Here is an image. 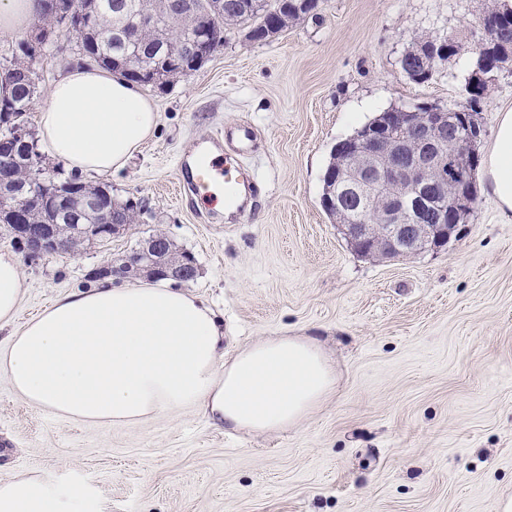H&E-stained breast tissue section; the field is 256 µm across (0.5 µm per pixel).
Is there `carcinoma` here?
<instances>
[{"label":"carcinoma","mask_w":512,"mask_h":512,"mask_svg":"<svg viewBox=\"0 0 512 512\" xmlns=\"http://www.w3.org/2000/svg\"><path fill=\"white\" fill-rule=\"evenodd\" d=\"M42 11L33 21V27L48 34L37 56H30L18 41L12 49L6 69L15 89L8 99L0 100V113L9 112L13 120L0 119V140L13 136L17 124H31L39 81L35 80L38 64L47 58L55 46L53 35H73L82 53L101 68L130 79L143 86L167 85L179 75L202 67L171 68L166 62L167 52L197 40V29L192 15H174L165 0H78L90 16V24L82 32L71 29L68 14L57 8V0H40ZM198 12L211 15L213 46H224L230 35L265 44L288 27V23L314 16L307 0H194ZM142 13H151L154 24L133 36L125 35L126 20ZM485 15L496 23L498 38L512 43V6L504 0H494ZM129 56L139 59L143 69L153 71L150 81L139 79L126 68ZM6 179L0 181V196H18L31 199L27 223L48 224L63 237H74L75 225L86 229L102 223L101 206L116 219L139 223L138 206L127 202L117 206L106 188L85 184L70 186L80 176L68 173L62 165L52 172L37 165L30 150L16 147L6 160Z\"/></svg>","instance_id":"1"}]
</instances>
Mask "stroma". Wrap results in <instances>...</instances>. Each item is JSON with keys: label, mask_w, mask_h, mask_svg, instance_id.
Returning a JSON list of instances; mask_svg holds the SVG:
<instances>
[{"label": "stroma", "mask_w": 512, "mask_h": 512, "mask_svg": "<svg viewBox=\"0 0 512 512\" xmlns=\"http://www.w3.org/2000/svg\"><path fill=\"white\" fill-rule=\"evenodd\" d=\"M317 17L266 44L236 37L200 69L144 95L154 137L118 174L115 199L143 223L73 255L21 257L14 329L88 273L160 230L197 263L180 283L224 323V354L277 336L318 339L337 385L297 426L253 434L197 408L145 421L91 423L28 404L0 375V484L36 476L83 512H493L512 500V218L485 180L447 246L391 259L353 251L321 206L336 144L392 107L466 102L490 0H321ZM461 45L425 83L398 65L421 37ZM512 107V65L475 106L493 144ZM247 123L257 148L256 206L213 222L180 193L181 163L205 131Z\"/></svg>", "instance_id": "stroma-1"}]
</instances>
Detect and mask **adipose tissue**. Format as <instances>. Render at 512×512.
<instances>
[{"mask_svg": "<svg viewBox=\"0 0 512 512\" xmlns=\"http://www.w3.org/2000/svg\"><path fill=\"white\" fill-rule=\"evenodd\" d=\"M40 150L78 174L113 175L153 136L158 116L139 86L74 65L38 106ZM485 174L499 210L512 212V108L499 109ZM23 295L21 263L0 252V325ZM0 373L28 403L84 422L127 423L202 408L217 427L288 429L336 387L313 339L277 336L224 358V330L196 297L166 284L102 283L60 297L0 348ZM0 512H66L43 479L0 485Z\"/></svg>", "mask_w": 512, "mask_h": 512, "instance_id": "obj_1", "label": "adipose tissue"}]
</instances>
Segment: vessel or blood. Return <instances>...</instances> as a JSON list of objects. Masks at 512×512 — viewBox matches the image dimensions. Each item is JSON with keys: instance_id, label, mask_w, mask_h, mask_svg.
<instances>
[{"instance_id": "obj_1", "label": "vessel or blood", "mask_w": 512, "mask_h": 512, "mask_svg": "<svg viewBox=\"0 0 512 512\" xmlns=\"http://www.w3.org/2000/svg\"><path fill=\"white\" fill-rule=\"evenodd\" d=\"M254 140L255 132L246 123L224 133H202L200 153L183 176L189 192L222 202L225 210L242 212L250 202L255 179L243 169L240 160L250 154Z\"/></svg>"}]
</instances>
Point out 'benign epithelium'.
Returning a JSON list of instances; mask_svg holds the SVG:
<instances>
[{"instance_id":"7a95c632","label":"benign epithelium","mask_w":512,"mask_h":512,"mask_svg":"<svg viewBox=\"0 0 512 512\" xmlns=\"http://www.w3.org/2000/svg\"><path fill=\"white\" fill-rule=\"evenodd\" d=\"M486 39L481 48L485 73L474 70L470 100L484 96L481 86L489 84L499 60L512 56V44L495 39L494 24L482 18ZM450 41L429 40L416 50L426 63L453 54ZM455 116V151L448 153V115ZM434 105L400 108L380 125L342 145L336 191H379V198L358 213L345 210L336 197L324 205L340 213V230L349 242L374 256L394 253L418 254L438 251L447 245L456 225L448 223V212L472 205L469 169L474 165L471 129L475 113L460 107L452 113ZM453 192H448V184ZM21 241L25 257L43 259L72 251L67 239L47 234L39 224H22ZM167 241L150 239L119 265H107L100 275L115 282L136 278L147 269L152 275L185 281L193 264L185 258L166 259Z\"/></svg>"}]
</instances>
